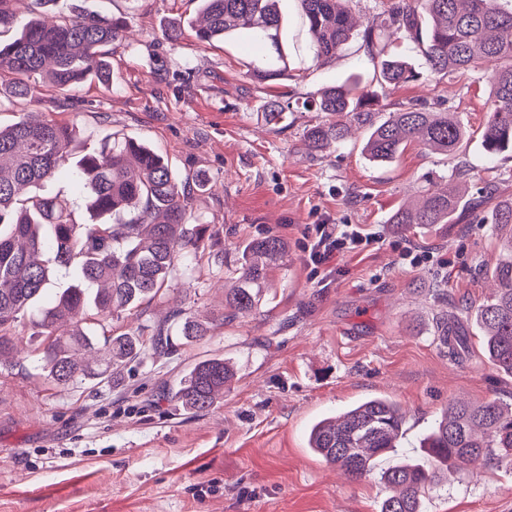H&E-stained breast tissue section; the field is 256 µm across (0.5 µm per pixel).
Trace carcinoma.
I'll return each mask as SVG.
<instances>
[{
    "mask_svg": "<svg viewBox=\"0 0 512 512\" xmlns=\"http://www.w3.org/2000/svg\"><path fill=\"white\" fill-rule=\"evenodd\" d=\"M24 0H0V112L21 101H37L32 77L47 70L61 93L75 84L110 85L106 47L125 35L124 22L104 14L46 16L17 26ZM204 24L195 29L201 43L246 38L255 55L248 63L259 81L288 75L289 54L282 42L280 0H197ZM300 16L313 36L318 60L336 56L357 37L380 82L398 88L422 78L408 61L403 43L423 57L432 74L451 76L479 68L490 87L481 144L490 158L512 154V7L502 0H389L387 27L398 36L392 50L375 28L355 32L345 0H297ZM377 95L355 82L328 87L304 104L324 114L308 127L313 151L341 144L351 125L368 131L363 153L373 162H389L410 142L453 155L468 139L456 115L407 102L383 117ZM76 128L21 117L0 125V365L14 349L16 327L30 320L45 337L38 368L57 384L117 374L145 350L173 347V337L200 341L213 323L175 306L145 340L135 332L99 341L97 325L138 308L160 293L174 276L186 275L181 259L192 260L215 245L208 225L189 226L197 176L187 185L153 149L121 134L101 141L93 152L71 160ZM66 172L83 189L88 218L79 223L67 202L40 195L34 188ZM464 196L451 187L430 190L416 210L397 209L390 223L404 231L415 224H452ZM478 224H494L506 241L507 259L497 271L498 288L476 310L482 345L490 362L512 376V198L498 202ZM286 255L279 237L246 243L238 257L237 286L226 296L228 316H247L257 308L269 274ZM67 288L51 293L57 275ZM439 345L453 357L466 349V336L436 321ZM234 378L222 358L204 359L180 382L174 398L185 410L203 411L224 395ZM406 415L387 398L356 403L335 418L315 422L308 447L347 477L357 479L394 452L404 434ZM428 461L408 460L382 472L393 495L379 512H423L426 492L439 487L445 471L478 458L512 464V406L497 401L472 405L453 400L424 438Z\"/></svg>",
    "mask_w": 512,
    "mask_h": 512,
    "instance_id": "carcinoma-1",
    "label": "carcinoma"
}]
</instances>
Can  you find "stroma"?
Returning a JSON list of instances; mask_svg holds the SVG:
<instances>
[{
  "instance_id": "obj_1",
  "label": "stroma",
  "mask_w": 512,
  "mask_h": 512,
  "mask_svg": "<svg viewBox=\"0 0 512 512\" xmlns=\"http://www.w3.org/2000/svg\"><path fill=\"white\" fill-rule=\"evenodd\" d=\"M60 2L70 14L126 21V39L108 56L112 83H84L63 107L56 89L37 80L38 102L10 108L0 122L24 112L73 123L77 156L118 132L168 157L178 176L202 174L209 189L194 200L190 221L213 226L226 256L220 264L201 254L191 277H178L108 330L156 325L178 304L219 317L235 259L251 239L279 236L288 257L273 269L255 313L196 343L147 351L108 383L52 385L35 366L41 337L21 328L17 356L0 368V512H379L388 494L380 469L349 479L310 450L312 423L389 397L407 413L389 465L422 457L420 439L451 400L512 404V376L484 356L475 322L504 253L493 226L403 232L390 222L460 164L470 171L466 197L490 178L498 197H512V158L490 159L481 146L489 88L480 70L379 87L360 41L315 61L295 0H280L291 70L260 83L247 74L243 40L195 39L196 0ZM173 27L181 30L175 40L167 36ZM355 80L376 91L380 112L417 100L460 116L470 136L459 155L413 142L393 162L374 165L361 152L362 129L340 146L311 151L304 132L321 115L304 102ZM274 100L295 106L276 124L267 116ZM324 222L377 224L385 240L316 276L302 259L303 233ZM404 240L447 254L452 266L400 263L396 245ZM443 316L470 339L463 361L437 344ZM208 357L230 361L236 378L208 410L184 411L170 389ZM424 512H512V467L481 462L448 473L425 495Z\"/></svg>"
}]
</instances>
